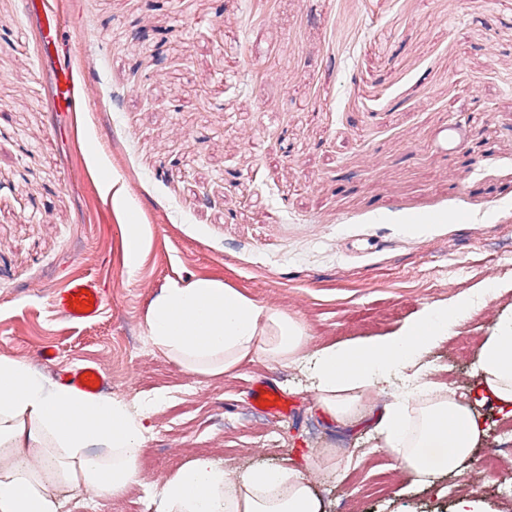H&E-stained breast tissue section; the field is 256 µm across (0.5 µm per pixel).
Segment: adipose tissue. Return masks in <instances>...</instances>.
Returning <instances> with one entry per match:
<instances>
[{"label":"adipose tissue","instance_id":"obj_1","mask_svg":"<svg viewBox=\"0 0 512 512\" xmlns=\"http://www.w3.org/2000/svg\"><path fill=\"white\" fill-rule=\"evenodd\" d=\"M465 316L462 307L427 305L396 331L324 346L316 354L320 405L334 417H349L362 394L416 365ZM146 322L153 343L196 375L223 374L259 354L274 362L298 357L306 340L303 326L287 314L207 279L172 283L152 302ZM479 370L482 399L512 417V307L484 338ZM143 429L124 401L47 385L32 366L0 357V447L42 449L59 461L60 483L122 492L137 474ZM377 432L400 468L417 477L460 469L485 434L449 389L422 401L407 392L387 406ZM94 446L110 450V457L87 456ZM160 496L170 512L322 510L299 469H250L230 481L205 457L166 479ZM59 510L40 474L0 470V512Z\"/></svg>","mask_w":512,"mask_h":512}]
</instances>
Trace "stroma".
I'll return each mask as SVG.
<instances>
[{"label":"stroma","instance_id":"obj_1","mask_svg":"<svg viewBox=\"0 0 512 512\" xmlns=\"http://www.w3.org/2000/svg\"><path fill=\"white\" fill-rule=\"evenodd\" d=\"M55 7L77 41L50 53L26 0H0V356L53 384L96 361L108 396L143 419L152 460L133 490L54 488L62 512H164L160 485L200 456L230 474L299 468L322 512H454L464 495L512 512L499 486L512 484V433L489 428L465 467L424 487L375 430L404 380L338 420L312 365L256 357L198 376L146 332L162 289L198 278L297 320L309 354L467 298L424 381L489 427L498 410L474 389L481 343L512 305V0ZM63 68L99 108L54 101ZM129 224L148 231L133 269ZM73 276L103 288L97 319L53 311ZM268 379L292 406L284 421L251 402ZM490 453L498 476L475 480Z\"/></svg>","mask_w":512,"mask_h":512}]
</instances>
